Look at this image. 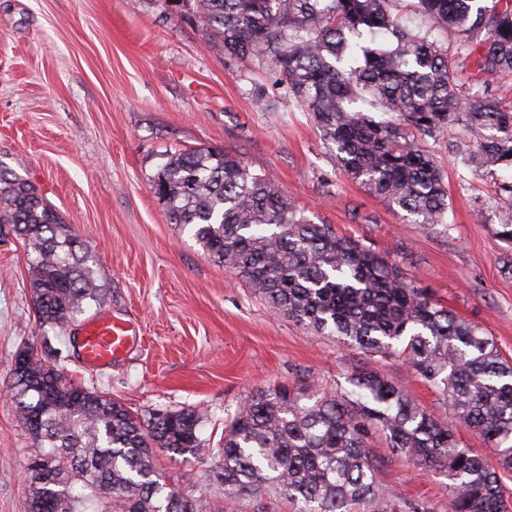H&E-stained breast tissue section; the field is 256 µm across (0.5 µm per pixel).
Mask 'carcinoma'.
I'll return each instance as SVG.
<instances>
[{
  "label": "carcinoma",
  "instance_id": "carcinoma-1",
  "mask_svg": "<svg viewBox=\"0 0 512 512\" xmlns=\"http://www.w3.org/2000/svg\"><path fill=\"white\" fill-rule=\"evenodd\" d=\"M204 24L236 56L270 59L278 80L313 114L336 166L352 181L427 229L447 224L441 170L414 136L434 140L457 123L479 137L453 149L457 163L512 167V107L463 94L432 30L456 35L472 62L470 84L512 76V0H196ZM392 115L378 121L372 112ZM154 194L173 223L233 270L269 307L306 330L381 357H402L452 411L441 423L399 385L369 370L351 389L325 395L305 387L260 388L224 428L210 469L189 481L223 496L292 504L293 512H386V492L369 438L395 455L448 476V512H512L501 475L461 446L475 431L512 473V364L497 345L434 301L400 267L360 241L313 224L267 175L220 149L176 150L154 176ZM497 235L512 244V202ZM0 223L37 253L33 295L38 319L64 327L101 289L78 254L69 225L22 179L0 187ZM12 373L11 400L44 461L28 477V512H202L198 499L167 487L155 453L208 457L203 414L165 413L144 422L101 391H91L29 347Z\"/></svg>",
  "mask_w": 512,
  "mask_h": 512
}]
</instances>
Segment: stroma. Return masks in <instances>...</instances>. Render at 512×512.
I'll return each mask as SVG.
<instances>
[{
  "label": "stroma",
  "instance_id": "1",
  "mask_svg": "<svg viewBox=\"0 0 512 512\" xmlns=\"http://www.w3.org/2000/svg\"><path fill=\"white\" fill-rule=\"evenodd\" d=\"M452 143L476 140L455 124L444 139L421 142L443 171L450 206L449 229L431 231L343 175L269 59L225 54L192 0H0V179L35 186L88 250L102 288L76 324H40L36 253L0 224V512H27L24 471L36 449L4 390L15 355L44 341V359L141 419L199 410L213 448L257 389L310 383L333 393L364 367L449 421L448 406L404 359L347 349L272 312L170 222L152 180L169 152L223 149L272 177L312 223L396 262L512 362V273L502 264L512 246L496 235L512 168L466 169ZM103 316L136 338L111 363L91 364L77 339ZM372 456L393 512H448L443 469H418L381 440Z\"/></svg>",
  "mask_w": 512,
  "mask_h": 512
}]
</instances>
